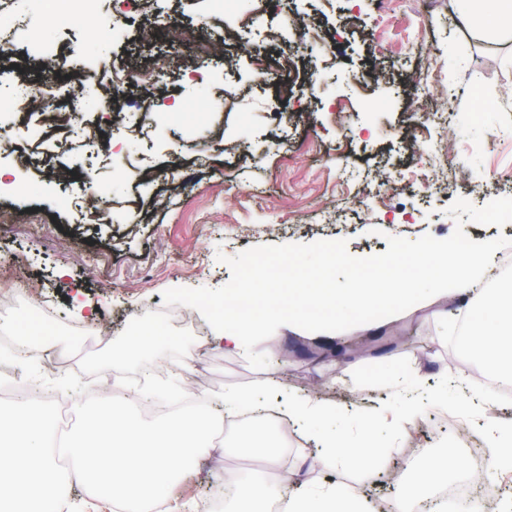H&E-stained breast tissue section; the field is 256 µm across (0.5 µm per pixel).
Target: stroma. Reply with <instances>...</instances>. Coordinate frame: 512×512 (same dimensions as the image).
Segmentation results:
<instances>
[{"mask_svg": "<svg viewBox=\"0 0 512 512\" xmlns=\"http://www.w3.org/2000/svg\"><path fill=\"white\" fill-rule=\"evenodd\" d=\"M252 8L238 0L217 17L210 0H150L112 42L95 20L58 29L43 0H5L13 27L0 41V84L35 89L56 74L54 106L80 113L59 132L40 111H0V210L33 218L0 229V296L22 293L69 326L101 324L113 337L146 312L189 310L185 363L196 371L168 359L160 375L199 378L209 393L267 380L291 343L305 352L289 363L285 389L319 391L341 409L391 404L390 381L417 377L426 406L415 426L376 436L385 467L318 468L287 487L298 494L338 479L365 512H379L395 491L392 471L410 477L446 448L465 457L482 443L475 424L430 403L441 376L478 374V363L432 309L407 312L400 298L372 318L380 327L395 316L409 340L394 348L334 357L330 343L356 337L360 317L314 337L275 316L227 356L208 346L217 320L208 303L235 283L246 254L264 265L262 293L284 257L324 284L340 275L331 256L343 249L378 255L458 237L512 248V49L462 26L454 0H271L241 24ZM172 23L215 48L199 78L178 67L184 51L165 39ZM271 29L279 43L267 41ZM263 55L274 62L266 77L253 64ZM159 56L172 66L154 76ZM106 68L122 90L110 109L84 111L102 95ZM427 68L435 84L418 81ZM370 100L379 111H367ZM438 142L461 172L444 193L423 175ZM89 172L97 184L85 190ZM179 497L193 510L206 500L222 512L254 508L213 487L205 461Z\"/></svg>", "mask_w": 512, "mask_h": 512, "instance_id": "stroma-1", "label": "stroma"}]
</instances>
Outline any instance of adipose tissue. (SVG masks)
Wrapping results in <instances>:
<instances>
[{
    "instance_id": "adipose-tissue-1",
    "label": "adipose tissue",
    "mask_w": 512,
    "mask_h": 512,
    "mask_svg": "<svg viewBox=\"0 0 512 512\" xmlns=\"http://www.w3.org/2000/svg\"><path fill=\"white\" fill-rule=\"evenodd\" d=\"M457 11L466 24L480 29L493 38L512 40V0H456ZM415 273L396 277L391 272L392 256L372 257L360 253H346L343 265L348 277L327 285L293 281L289 284L288 299L294 312L295 327L309 323L308 309L317 303H328L335 318L347 312H367L376 303L389 296L390 284H397L410 307L422 309L441 301L454 304L458 317L468 324L459 341L463 348L482 363V375L493 381L512 384V289L498 292L481 291L487 274L486 249L471 246L467 260H459L453 250L436 253L415 250L411 256ZM265 318H243L230 313L216 323L211 340L225 352L241 351L250 334L261 331ZM418 389L415 378L396 383L393 395L405 402L403 416L387 417L376 410L361 415L356 432L348 433L336 427V408L313 394L294 397L288 404V415L306 425L319 442L317 455L305 456L298 467L285 470L282 485H269L260 480L244 483L247 494L259 502L278 500L280 512H363L361 504L352 498L343 483H330L310 488L307 492L283 496V484L302 480L304 471L318 467L343 470L349 467L365 472L383 463L381 449L375 448V433L379 424L389 430L412 424L419 408L414 394ZM434 405L449 408L455 414L468 416L472 407L484 408L482 419L485 447L495 449L496 465L493 472L479 475L486 486L498 478L512 475V422L498 419L488 407L491 396L482 392L474 378L459 376L440 382ZM464 467L455 449H447L437 459L422 467L410 480H399L396 494L386 506V512H411L414 502L431 499L441 482Z\"/></svg>"
}]
</instances>
